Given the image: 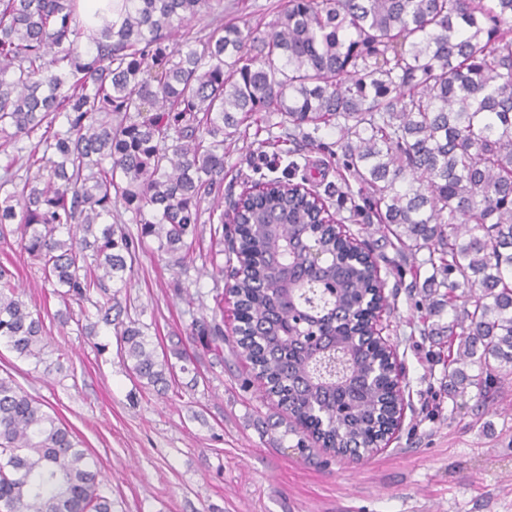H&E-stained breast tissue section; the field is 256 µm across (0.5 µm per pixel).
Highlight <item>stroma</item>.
I'll return each instance as SVG.
<instances>
[{
	"mask_svg": "<svg viewBox=\"0 0 512 512\" xmlns=\"http://www.w3.org/2000/svg\"><path fill=\"white\" fill-rule=\"evenodd\" d=\"M282 117L224 144V198H238L254 168L276 164L271 138ZM336 129L320 128L297 160L321 172V190L343 187ZM367 243L385 281L384 336L405 369L404 418L388 448L351 462L314 440L297 447L289 418L252 381L249 364L224 348L192 339V323L211 322L215 286L209 234L174 274L144 247L120 298L141 313L157 350L182 344L188 358L167 390L142 385L119 354L114 327L78 330L100 292L79 302L54 294L23 259L16 236L0 242V260L20 269L29 306H47L41 363L0 346V370L48 402L94 455L112 512H512V369L501 368L488 396L448 387V339L423 333L427 265L401 269L403 249L375 217L348 222Z\"/></svg>",
	"mask_w": 512,
	"mask_h": 512,
	"instance_id": "35a3bbf8",
	"label": "stroma"
}]
</instances>
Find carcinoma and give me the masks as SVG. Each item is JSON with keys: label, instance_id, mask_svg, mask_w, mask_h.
<instances>
[{"label": "carcinoma", "instance_id": "cac0c4a2", "mask_svg": "<svg viewBox=\"0 0 512 512\" xmlns=\"http://www.w3.org/2000/svg\"><path fill=\"white\" fill-rule=\"evenodd\" d=\"M220 5L122 0L118 20L83 45L78 0H0V239L17 235L56 294L79 301L124 281L147 241L181 271L200 225L224 224L225 140L260 112L284 115L291 139L334 121L369 209L401 244L428 251L455 311L451 387L467 393L462 365L476 354L512 367V0H288L267 31L218 22L192 46L184 29ZM289 183L267 180L258 224L225 250L216 240L217 276L222 255L241 273L243 328L230 338L215 321L198 334L245 357L291 433L312 426L324 450L364 453L390 411L386 383L368 377L381 350L349 336L367 322L351 308L366 283L327 230L303 222ZM302 238L322 250L344 314L291 336L276 270L304 277L302 253L288 249ZM93 307L120 327L129 372L168 387L173 363L140 319L110 298ZM323 331L349 376L342 389L313 371L308 339ZM46 335L45 314L0 265V344L38 363ZM0 512H112L88 448L6 370Z\"/></svg>", "mask_w": 512, "mask_h": 512}]
</instances>
